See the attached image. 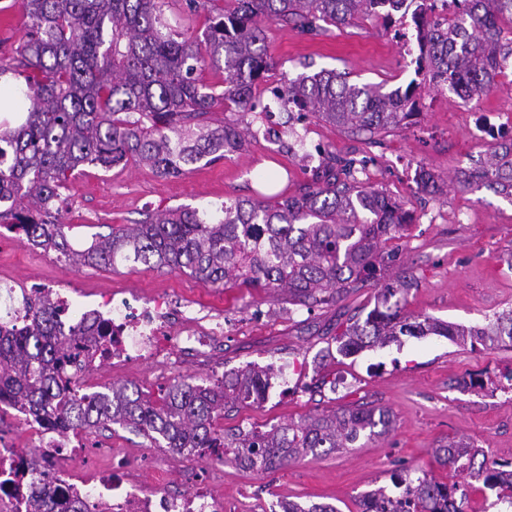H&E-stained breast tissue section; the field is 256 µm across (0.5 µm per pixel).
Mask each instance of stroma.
Here are the masks:
<instances>
[{
  "instance_id": "obj_1",
  "label": "stroma",
  "mask_w": 512,
  "mask_h": 512,
  "mask_svg": "<svg viewBox=\"0 0 512 512\" xmlns=\"http://www.w3.org/2000/svg\"><path fill=\"white\" fill-rule=\"evenodd\" d=\"M405 19H356L314 35L277 24L268 28L272 65L253 90L261 106L252 112L215 105L213 119L250 126L241 151L205 164L179 178L160 176L145 165L128 163L110 170L85 165L62 192L61 220L69 224L74 248L87 246L94 234L133 223L147 210L188 205L214 210L227 200L263 196L268 176L275 194L290 196L313 181L312 163L331 155L337 166L354 162L360 186L385 193L412 215L405 234L386 243L400 270L415 277L401 294L405 314L422 315L465 326H483L512 310V200L483 185L464 186L462 170L473 168L489 152L476 141L475 116L498 113L512 119V65L493 88L465 102L422 79L420 113L410 125L382 135L380 143L340 132L315 116L288 118L274 104L270 87L300 74L333 69L349 82L406 88L416 79V43L401 39ZM27 26L18 0H0V58L12 55L26 39ZM434 174L440 188L420 192L416 174ZM14 252L0 274L16 287L34 288L49 280L60 300L79 304L81 292L109 293L140 300L165 293L207 316L224 321V347L200 358L185 359L177 370L160 360L140 363L130 372L109 366L95 370L98 384L128 383L158 397L175 383L210 385L218 377L250 365L272 366L275 376L262 404L225 413L224 429L271 426L369 403L388 410L390 427L361 437L355 447L289 462L267 473L253 472L215 457L152 455L148 441L118 428L95 430V442L125 449L130 477L142 487L179 490L188 473L213 477L211 490L239 512H279L284 502L308 508L328 504L337 512H357L377 489L399 496L398 477L431 472L451 480L434 450L448 441L481 450L492 460L512 462V343L476 347L442 336H403L384 347L341 354L336 335L349 318H365L375 305L377 287L348 293L336 304L306 310L255 288L218 291L188 273L148 269L134 263L108 268H75L56 252L45 251L0 234Z\"/></svg>"
}]
</instances>
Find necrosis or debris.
Masks as SVG:
<instances>
[{"label": "necrosis or debris", "mask_w": 512, "mask_h": 512, "mask_svg": "<svg viewBox=\"0 0 512 512\" xmlns=\"http://www.w3.org/2000/svg\"><path fill=\"white\" fill-rule=\"evenodd\" d=\"M79 321L88 328L98 322L110 323L112 355L108 359L115 370L162 349L164 330L172 310L165 296H157L143 305L128 299L85 301ZM183 325L175 337L178 350L200 353L211 341L224 333L223 323L203 326L200 318L183 315ZM21 423L31 439L37 440L48 455L43 473H35L22 464V456L11 448H0V512H27L35 497L42 475H49L59 493V512H224L223 500L214 498L202 476L189 478L188 489L180 495L164 490L145 491L128 478L126 456L111 447L99 446L106 462L97 470L71 467V460L84 456L79 432L53 430L22 416Z\"/></svg>", "instance_id": "necrosis-or-debris-1"}]
</instances>
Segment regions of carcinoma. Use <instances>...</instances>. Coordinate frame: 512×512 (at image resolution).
<instances>
[{"mask_svg": "<svg viewBox=\"0 0 512 512\" xmlns=\"http://www.w3.org/2000/svg\"><path fill=\"white\" fill-rule=\"evenodd\" d=\"M232 7L208 17L201 35L187 36L161 18L165 0H21L28 36L0 63L16 76L3 102L21 110V123L0 121V230L74 267H109L117 260L148 268L187 272L218 288H265L288 295L308 310L334 304L344 294L385 279L393 255L384 245L402 235L410 213L384 193L336 176V160L315 167L307 189L275 203L235 199L219 215L181 206L148 210L133 224L74 248L58 203L74 171L83 165L108 170L132 161L164 177H179L206 161L239 151L246 132L211 122L217 103L241 112L255 108L253 85L270 66L265 28L292 25L307 32L348 25L362 16L384 15L417 4L411 20L419 48L417 73L440 79L437 86L465 101L479 97L512 57V40L501 26L512 19V0H454L455 14L430 22L433 0H230ZM208 65L224 74L223 89L206 85L198 71ZM283 107L311 112L348 134H386L416 115V85L390 92L349 83L334 70L301 75L273 91ZM467 183L496 188L512 198V145L494 150ZM412 279L387 283L375 307L336 336L338 350L355 354L399 336H444L484 345L512 341V310L487 325L462 326L402 313L396 295ZM61 306L42 289L28 297L17 330L0 332V403L23 405L33 417L66 429L110 428L142 434L155 448L178 455L221 449L246 470H275L290 460L350 448L361 436L386 430L388 411L353 406L299 422L256 429L217 428L224 409L265 400L270 368L247 367L209 386L171 385L153 401L128 384H105L82 393L61 368L60 351L83 335L52 338ZM450 441L437 457L454 473H469L512 500V480L496 460ZM422 474L408 480L390 512H463L448 489ZM52 482L43 480L30 512H56Z\"/></svg>", "mask_w": 512, "mask_h": 512, "instance_id": "carcinoma-1", "label": "carcinoma"}]
</instances>
